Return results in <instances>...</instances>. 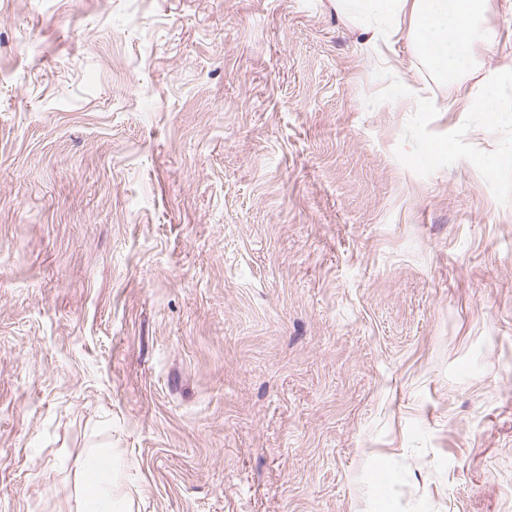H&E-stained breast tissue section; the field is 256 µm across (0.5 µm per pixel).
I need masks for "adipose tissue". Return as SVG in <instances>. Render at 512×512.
<instances>
[{
  "label": "adipose tissue",
  "instance_id": "ef3b65f1",
  "mask_svg": "<svg viewBox=\"0 0 512 512\" xmlns=\"http://www.w3.org/2000/svg\"><path fill=\"white\" fill-rule=\"evenodd\" d=\"M489 0H336V7L366 33L370 47L404 37L440 74L470 67L479 46L492 42L483 20ZM111 457H103L83 484L88 512H114Z\"/></svg>",
  "mask_w": 512,
  "mask_h": 512
}]
</instances>
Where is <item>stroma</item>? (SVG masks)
<instances>
[{
  "mask_svg": "<svg viewBox=\"0 0 512 512\" xmlns=\"http://www.w3.org/2000/svg\"><path fill=\"white\" fill-rule=\"evenodd\" d=\"M487 24L443 78L335 0H0V512L107 453L119 512H512Z\"/></svg>",
  "mask_w": 512,
  "mask_h": 512,
  "instance_id": "obj_1",
  "label": "stroma"
}]
</instances>
